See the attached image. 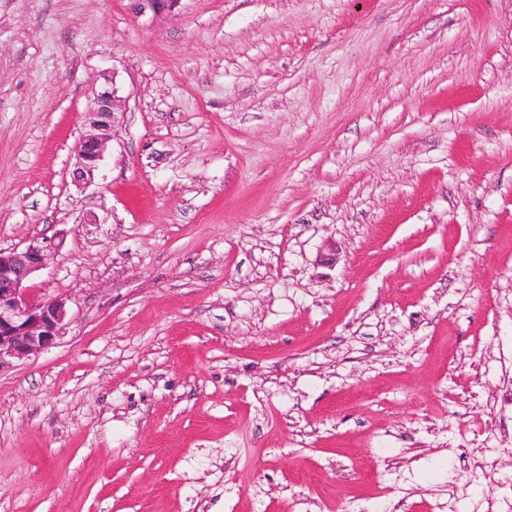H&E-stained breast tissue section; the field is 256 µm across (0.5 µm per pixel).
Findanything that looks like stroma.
<instances>
[{"label":"stroma","mask_w":512,"mask_h":512,"mask_svg":"<svg viewBox=\"0 0 512 512\" xmlns=\"http://www.w3.org/2000/svg\"><path fill=\"white\" fill-rule=\"evenodd\" d=\"M59 233L0 512L512 494V0H0V248ZM118 89L108 81L96 90L87 110L83 113L85 132L77 148L76 178L85 183L94 179L95 172L104 158L114 131V114L119 107Z\"/></svg>","instance_id":"1"}]
</instances>
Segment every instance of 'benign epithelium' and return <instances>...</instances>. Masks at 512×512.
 I'll use <instances>...</instances> for the list:
<instances>
[{
	"label": "benign epithelium",
	"instance_id": "7a95c632",
	"mask_svg": "<svg viewBox=\"0 0 512 512\" xmlns=\"http://www.w3.org/2000/svg\"><path fill=\"white\" fill-rule=\"evenodd\" d=\"M175 0H135L144 13L168 9ZM113 82L95 91L83 113L85 132L77 148L76 178L94 179L114 131V114L119 107ZM59 237H41L23 247L0 249V363L6 357L25 358L53 345L65 331L66 298L62 295L38 299L27 282L43 270L62 247Z\"/></svg>",
	"mask_w": 512,
	"mask_h": 512
}]
</instances>
